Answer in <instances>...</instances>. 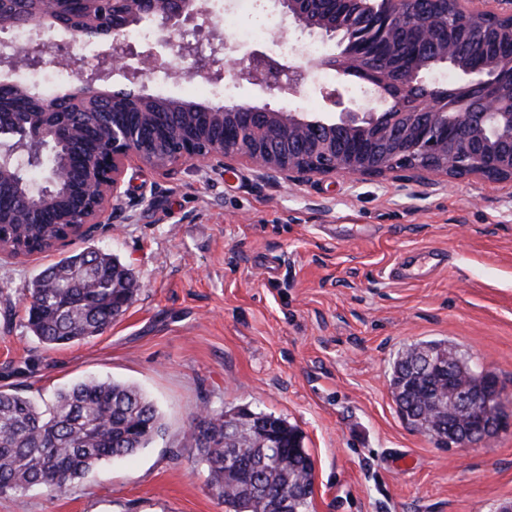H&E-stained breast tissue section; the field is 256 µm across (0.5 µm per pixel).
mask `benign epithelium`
<instances>
[{"label": "benign epithelium", "mask_w": 512, "mask_h": 512, "mask_svg": "<svg viewBox=\"0 0 512 512\" xmlns=\"http://www.w3.org/2000/svg\"><path fill=\"white\" fill-rule=\"evenodd\" d=\"M460 27L478 17L495 18L507 26L512 38V0H454ZM281 16L282 29L274 36L291 32L297 37L323 35L337 40V50L324 57L321 64L343 78L358 76L372 85L379 99L391 102L380 112L374 100L354 102L344 98L339 89L323 90L326 102L336 112H292L266 105L205 104L181 99L167 103L185 112H222L237 115L241 125L214 137L204 145L189 139L179 141L164 167L192 163L229 167L236 158L246 159L261 174L285 182L309 180L316 176H340L347 179L379 175L398 169V164L412 170L442 173L451 178L466 176L496 177L512 180V69L506 70L497 58L484 60L478 66L462 62L455 46L444 40L448 15L439 12L416 15L413 0H367L366 14L383 23L379 38L383 44L394 42L404 28L414 29L425 52L386 89V80L377 73L379 62L365 56V40L361 34L341 37L344 29L334 16L315 24L310 19L312 0H273ZM41 19L35 24L37 35L24 46L0 56V71L11 74L21 68L43 63L46 59L76 72L79 85L69 92L76 98L117 103L128 99L149 107L157 99L125 88L109 86V75L121 70L131 83L159 69L168 68L153 47L138 51L117 35L88 34V27L64 31V42L70 45L97 44L96 63L88 66L85 59L57 51L58 44L45 38L52 31L46 21L59 10L62 0H43ZM123 15L131 23L146 19L157 31V45L176 57H193V48L181 40L184 28L194 27L200 34L213 35L216 25L209 0H117ZM236 46L226 37H218L211 54L195 60L187 70L189 76L220 80L231 72L234 80L257 87L275 98L288 91L295 93L307 78L306 70L284 63L260 52L248 58L234 57ZM447 67L458 73L461 91L477 93L475 101L458 99L432 78L434 71ZM56 115V102L51 98L39 103L36 117L23 137L44 147L52 135L50 122ZM18 161L15 172L35 164L26 153L14 150L11 142L0 139V157ZM137 161L154 165L151 147L143 138L121 125L112 126L101 152L85 166L82 201L77 208L63 206L60 224H69L74 239L92 232L97 224L109 223L108 209L121 202V174L126 163ZM65 166L50 169L46 185L38 189L47 195L46 186L69 181ZM490 391L458 393L448 398V414L464 411L458 417L465 430L442 438V444L460 450L476 448L502 426L512 422V413H491L487 409Z\"/></svg>", "instance_id": "obj_1"}]
</instances>
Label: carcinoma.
Instances as JSON below:
<instances>
[{
	"label": "carcinoma",
	"instance_id": "carcinoma-1",
	"mask_svg": "<svg viewBox=\"0 0 512 512\" xmlns=\"http://www.w3.org/2000/svg\"><path fill=\"white\" fill-rule=\"evenodd\" d=\"M39 5L33 0H0V32L29 35ZM84 0H66L53 25L65 29L82 17ZM486 22L470 29L476 43L473 64L485 59L480 39ZM44 94L21 82H0V113L23 119L34 111ZM62 112H83L76 133L65 129L63 145L48 150L39 166L0 180V238L21 248L39 252L66 230L57 224L50 203L37 197L22 204L24 190L41 170L56 163L69 165L79 178L85 157L101 136L102 109H78L58 95ZM188 116L179 115L163 130L157 159L170 153L177 130ZM139 284L132 270L118 259L87 247L44 269L29 290L27 327L47 348L65 346L103 333L132 304ZM443 365L455 363V387L483 384L478 368L445 341H422L398 352L390 386L402 413L419 417L417 428L434 440L448 433L447 402L437 397L438 380L431 376L423 355ZM239 408L197 412L185 436V446L195 449V461L208 472V487L229 512H308L310 498L301 496L282 505L280 493L311 476V457L303 435L287 419L261 413L277 433L264 443L246 433L224 440V418ZM163 423L152 401L137 387L115 380L89 378L56 393L47 410L41 411L28 397L0 390V494L22 495L33 487L58 492L103 461L131 454L160 435Z\"/></svg>",
	"mask_w": 512,
	"mask_h": 512
}]
</instances>
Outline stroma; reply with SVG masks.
Here are the masks:
<instances>
[{
    "label": "stroma",
    "instance_id": "1",
    "mask_svg": "<svg viewBox=\"0 0 512 512\" xmlns=\"http://www.w3.org/2000/svg\"><path fill=\"white\" fill-rule=\"evenodd\" d=\"M294 94L266 100L233 83L230 102L324 112L320 57ZM142 79L144 93L199 100L186 62ZM122 202L89 239L0 254V389L39 406L87 378L139 386L164 433L60 492L0 494V512H226L184 436L203 406H246L297 425L315 464L310 512H500L512 505V427L486 446H436L403 421L389 384L404 347L454 345L512 396V182H446L402 171L296 184L190 163L129 166ZM132 268L140 288L102 335L45 348L26 326L33 281L85 246ZM437 253L414 278L408 256Z\"/></svg>",
    "mask_w": 512,
    "mask_h": 512
}]
</instances>
